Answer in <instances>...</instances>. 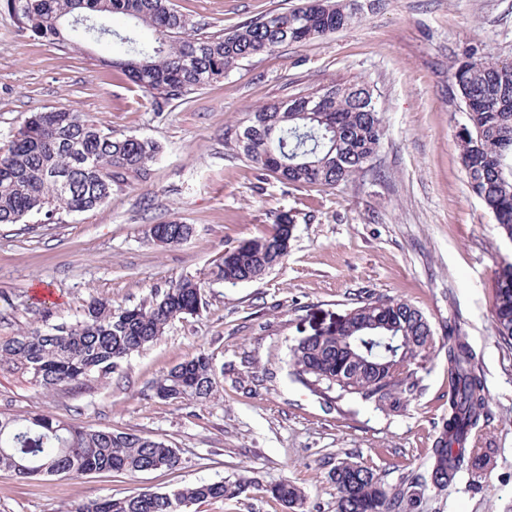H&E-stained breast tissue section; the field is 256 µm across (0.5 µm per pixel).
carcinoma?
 Instances as JSON below:
<instances>
[{
    "label": "carcinoma",
    "instance_id": "1",
    "mask_svg": "<svg viewBox=\"0 0 512 512\" xmlns=\"http://www.w3.org/2000/svg\"><path fill=\"white\" fill-rule=\"evenodd\" d=\"M18 32L78 49L103 42L112 64L151 98L157 111L221 79L253 56L284 44L324 38L362 19L359 0H305L237 28L209 31L174 8L172 0H5ZM129 21L118 31L108 24ZM462 102L465 132L456 146L472 193L491 213L501 235L512 242V61L471 56L453 72ZM327 93L319 112L304 111L295 95L252 107L230 135L241 157L261 172L295 187L336 189L364 173L385 135L377 96L368 81H337L307 94ZM160 148L152 140L115 138L85 115L64 108L36 112L0 154V224H19L33 213L54 216L92 210L132 180L148 178ZM280 215L268 231L231 248L208 272L172 281L133 307L114 308L92 300L69 325L32 328L0 338V369L50 392L104 381L128 356L163 335L171 320L202 307L212 283L237 285L263 278L288 254ZM192 233L188 224H154L151 238L177 246ZM493 319L498 339L512 348V264L496 277ZM435 347L428 318L404 299L368 296L339 329L304 336L289 348L290 376L312 392L336 394L382 406L408 405L420 388L418 370ZM448 418L433 449L430 481L448 487L450 471L476 452L464 440L487 421L485 387L473 349L448 336ZM155 394L182 403L207 401L217 391L212 357L201 352L153 382ZM179 450L162 437L86 429L49 414L0 412V469L22 479L79 476L96 471L138 474L176 471ZM336 490L335 512H405L422 486L411 474L386 484L372 469L338 457L328 472ZM250 483L199 482L167 491L108 497L77 505L72 512H188L197 502L236 498ZM269 492L289 512H306L305 492L283 480Z\"/></svg>",
    "mask_w": 512,
    "mask_h": 512
}]
</instances>
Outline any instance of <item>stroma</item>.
<instances>
[{
	"instance_id": "35a3bbf8",
	"label": "stroma",
	"mask_w": 512,
	"mask_h": 512,
	"mask_svg": "<svg viewBox=\"0 0 512 512\" xmlns=\"http://www.w3.org/2000/svg\"><path fill=\"white\" fill-rule=\"evenodd\" d=\"M210 30H231L301 0H173ZM512 60V0H380L361 23L253 57L162 112L112 66L105 44L74 52L19 35L0 10V149L34 112L65 107L113 136L161 148L146 181L100 207L0 224V337L80 318L94 298L131 307L175 278L206 272L225 249L294 220L284 263L263 279L204 291L195 315L125 359L103 382L42 392L0 372V410L43 411L89 429L159 435L178 448L174 472L112 471L19 479L0 471V512H70L78 504L200 481L246 479V495L191 512H287L269 492L289 479L308 512H333L327 475L347 454L390 485L426 473L448 415L445 353L419 371L410 405L325 401L292 381L289 347L334 327L358 296L411 301L436 336L460 323L479 357L490 419L479 449L447 490L426 487L416 512H512V349L492 323L497 272L512 242L467 186L456 135L463 121L451 77L471 49ZM374 84L386 134L369 171L338 189L294 187L260 174L226 136L252 106L336 80ZM191 225L184 243L153 241L150 225ZM213 358L211 400L164 401L150 389L199 352Z\"/></svg>"
}]
</instances>
